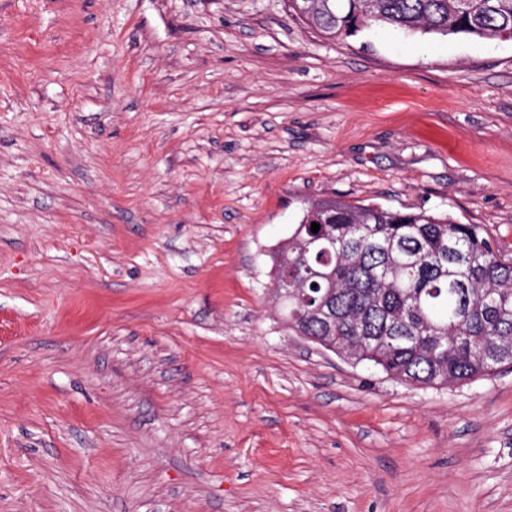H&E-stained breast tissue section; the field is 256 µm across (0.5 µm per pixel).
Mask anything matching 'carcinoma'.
Listing matches in <instances>:
<instances>
[{
	"mask_svg": "<svg viewBox=\"0 0 512 512\" xmlns=\"http://www.w3.org/2000/svg\"><path fill=\"white\" fill-rule=\"evenodd\" d=\"M331 39L372 26L499 39L512 0H289ZM318 232L311 231L312 223ZM288 280V328L323 336L312 314L336 313V342L406 385H451L512 367V264L476 224L378 203L306 199L269 254Z\"/></svg>",
	"mask_w": 512,
	"mask_h": 512,
	"instance_id": "obj_1",
	"label": "carcinoma"
}]
</instances>
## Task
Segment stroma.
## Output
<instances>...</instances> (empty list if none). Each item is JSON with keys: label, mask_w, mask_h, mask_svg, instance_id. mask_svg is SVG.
<instances>
[{"label": "stroma", "mask_w": 512, "mask_h": 512, "mask_svg": "<svg viewBox=\"0 0 512 512\" xmlns=\"http://www.w3.org/2000/svg\"><path fill=\"white\" fill-rule=\"evenodd\" d=\"M325 197L512 258V40L0 0V512H512V368L412 387L271 310Z\"/></svg>", "instance_id": "stroma-1"}]
</instances>
